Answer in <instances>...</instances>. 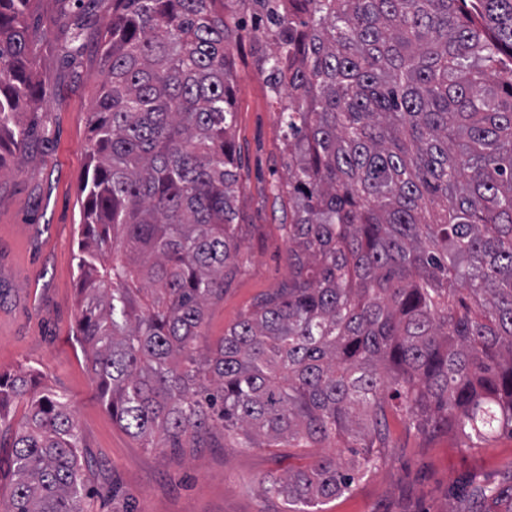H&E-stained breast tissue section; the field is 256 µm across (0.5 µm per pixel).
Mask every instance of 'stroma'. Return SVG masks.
Returning a JSON list of instances; mask_svg holds the SVG:
<instances>
[{"mask_svg": "<svg viewBox=\"0 0 512 512\" xmlns=\"http://www.w3.org/2000/svg\"><path fill=\"white\" fill-rule=\"evenodd\" d=\"M112 0H37L25 22L35 42L34 74L44 101L27 113L36 130L25 152L0 158V372H35L38 387L63 395L81 437L92 492L84 512H285L267 479L304 465L297 448H235L214 431L197 448H147L97 397L76 332L79 317V187L88 171L89 112L97 97L100 44ZM80 39H73L75 30ZM266 43L234 51L232 139L240 162L239 209L245 272L206 311L204 341L231 325L290 277L279 186L288 180L282 101L256 69ZM377 470L321 512H470L461 482L512 486V432L476 447L448 430L409 428L397 402L386 414Z\"/></svg>", "mask_w": 512, "mask_h": 512, "instance_id": "1", "label": "stroma"}]
</instances>
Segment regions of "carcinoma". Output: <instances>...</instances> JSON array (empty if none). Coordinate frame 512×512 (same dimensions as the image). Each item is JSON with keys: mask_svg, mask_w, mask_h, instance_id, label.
Wrapping results in <instances>:
<instances>
[{"mask_svg": "<svg viewBox=\"0 0 512 512\" xmlns=\"http://www.w3.org/2000/svg\"><path fill=\"white\" fill-rule=\"evenodd\" d=\"M0 0V149L43 98L24 18ZM219 0H112L84 181L79 332L98 397L144 447L216 428L246 447L361 442L386 406L422 431L512 432V0H251L260 71L288 129V283L213 346L206 307L240 271L233 49ZM28 401L3 512H82L63 397L0 374V424ZM354 467L316 456L265 492L318 512ZM474 512L512 492L472 481Z\"/></svg>", "mask_w": 512, "mask_h": 512, "instance_id": "obj_1", "label": "carcinoma"}]
</instances>
